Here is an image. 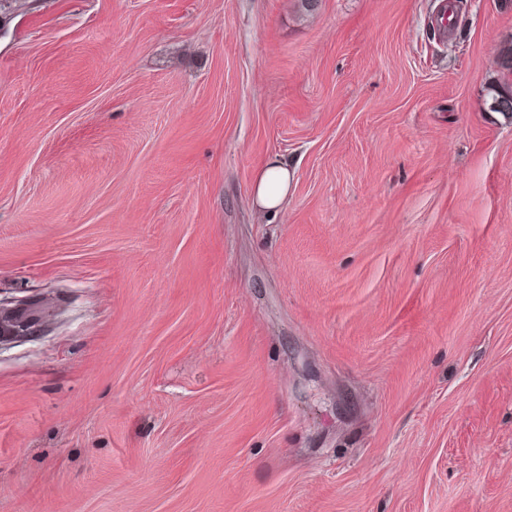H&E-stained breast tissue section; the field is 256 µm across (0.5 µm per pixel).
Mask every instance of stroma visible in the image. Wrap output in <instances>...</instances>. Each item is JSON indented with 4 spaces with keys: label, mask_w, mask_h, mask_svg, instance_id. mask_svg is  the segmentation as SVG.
<instances>
[{
    "label": "stroma",
    "mask_w": 512,
    "mask_h": 512,
    "mask_svg": "<svg viewBox=\"0 0 512 512\" xmlns=\"http://www.w3.org/2000/svg\"><path fill=\"white\" fill-rule=\"evenodd\" d=\"M500 2L0 0V512H512ZM294 171L288 161L278 156L270 158L259 169L254 183L255 204L261 216L275 214L290 191ZM17 306H22L17 308L13 312H20L21 308L27 314L21 313L19 316L13 317V320L9 325H6L3 322L2 329L0 324V339L9 338L12 336H25L35 333L40 326V318L35 315L36 305L30 301L20 300L17 301Z\"/></svg>",
    "instance_id": "35a3bbf8"
}]
</instances>
